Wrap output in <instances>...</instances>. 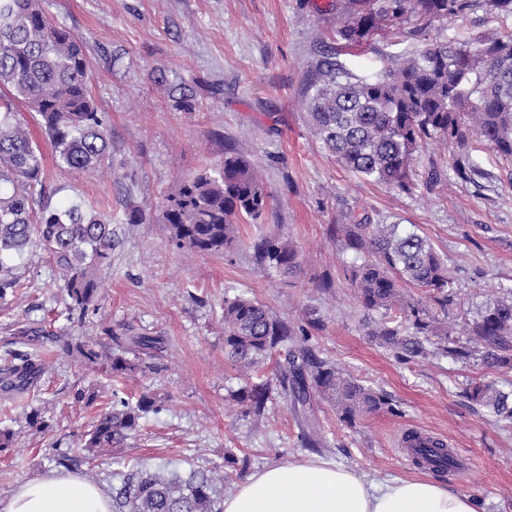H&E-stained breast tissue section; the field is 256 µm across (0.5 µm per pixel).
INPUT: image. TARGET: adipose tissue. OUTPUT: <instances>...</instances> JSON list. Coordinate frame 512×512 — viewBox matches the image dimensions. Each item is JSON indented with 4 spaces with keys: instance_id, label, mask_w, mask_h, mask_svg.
I'll return each mask as SVG.
<instances>
[{
    "instance_id": "adipose-tissue-1",
    "label": "adipose tissue",
    "mask_w": 512,
    "mask_h": 512,
    "mask_svg": "<svg viewBox=\"0 0 512 512\" xmlns=\"http://www.w3.org/2000/svg\"><path fill=\"white\" fill-rule=\"evenodd\" d=\"M105 487L52 473L18 485L0 512H110ZM224 512H475L470 497L422 479H367L314 458L248 477L224 500Z\"/></svg>"
}]
</instances>
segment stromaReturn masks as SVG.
<instances>
[{
	"label": "stroma",
	"instance_id": "obj_1",
	"mask_svg": "<svg viewBox=\"0 0 512 512\" xmlns=\"http://www.w3.org/2000/svg\"><path fill=\"white\" fill-rule=\"evenodd\" d=\"M44 0L46 11L85 42L91 93L104 116L110 157L97 170L68 172L45 157L51 203L70 199L111 215L115 245L104 272L101 307L85 320L69 318L47 256L30 251L20 260L22 286L0 302V351L16 346L39 352L49 371L6 401L0 395V429L14 434L0 451V499L21 482L57 468L68 453L71 473L113 487L133 467L218 477V496L233 495L248 475L289 459L318 457L378 479L415 478L419 472L399 451L402 429L412 425L445 437L472 461L465 477H444L449 489L472 497L476 512H512V424L497 421L466 394L485 375L478 357L435 354L404 362L373 340L354 289L345 277L355 258L337 242L333 227L351 215L427 236L448 266L456 296L448 307L452 336L470 346V330L490 301L512 292V168L486 145L470 152L481 175L462 182L447 146L424 147L418 186L407 194L348 171L312 134L302 107L307 77L350 0ZM512 29L478 10L466 20L435 23L431 40H466ZM421 45L419 37L387 31L358 55L340 62L368 78ZM193 93L186 111L176 100ZM248 151L272 199L261 224L241 227L230 255L203 254L172 245L159 209L180 182L220 164L228 147ZM440 179L427 183L429 169ZM140 208L145 223L124 221ZM279 233L298 250L295 275L260 262L252 242L259 232ZM256 299L297 327L319 317L310 344L344 375L383 393L390 402L340 422L335 407L315 399L296 413L279 388L261 416L245 413L237 395L245 380L224 354V302ZM26 330L17 338L18 330ZM160 337L154 370L113 379L103 364L68 353L67 344L96 343L111 354L113 333ZM98 395L88 406L77 390ZM157 397L163 409L119 448L93 456L81 438L113 395ZM318 425L322 443L304 447L305 423Z\"/></svg>",
	"mask_w": 512,
	"mask_h": 512
}]
</instances>
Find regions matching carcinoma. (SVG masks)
<instances>
[{
  "mask_svg": "<svg viewBox=\"0 0 512 512\" xmlns=\"http://www.w3.org/2000/svg\"><path fill=\"white\" fill-rule=\"evenodd\" d=\"M478 9L512 19V0H353L336 30L340 48H362L386 30L425 31L435 22L462 20ZM90 66L81 39L50 18L42 0H0V301L22 286L16 261L33 249L44 251L58 269L70 313L83 317L99 310L101 273L112 259V217L77 202L45 204V156L19 118L18 106L40 117L58 165L68 171L99 168L108 150V130L90 90ZM314 135L343 166L391 189L411 193L417 186L415 161L422 148L439 141L454 151L452 169L462 182L474 181L472 142L489 146L512 166V31L495 38L476 35L466 42L432 41L370 78H354L335 58L317 63L306 92ZM270 192L251 156L224 152V164L183 180L160 215L178 249L225 255L240 240V225L257 224L270 204ZM336 237L356 253L360 264L349 278L367 312L369 335L403 359L427 355V343L461 357L448 325L421 306L418 290L434 308L448 314L453 286L448 268L427 238L402 233L397 224H373L355 216L336 225ZM260 261L287 274L301 271L299 255L287 238L265 234L253 242ZM487 371L512 369V295L487 304L471 329ZM304 329L273 316L263 303L236 297L224 301V353L250 376L264 360L284 353L276 380L296 411H306L319 395L336 405L351 425L382 409L386 397L343 374L318 357ZM138 354L154 357L161 340L130 337ZM115 377L137 369L122 353L107 356ZM36 353L7 349L0 354V392L23 393L44 374ZM268 383H250L238 400L260 415L269 399ZM469 399L512 422V395L492 383L476 382ZM157 410L146 394L131 403L112 393V406L100 410L85 434L91 454L122 446ZM436 456V473L455 464L439 441L425 448ZM216 506L213 480L204 472L187 477L131 468L112 489V512H223Z\"/></svg>",
  "mask_w": 512,
  "mask_h": 512,
  "instance_id": "1",
  "label": "carcinoma"
}]
</instances>
